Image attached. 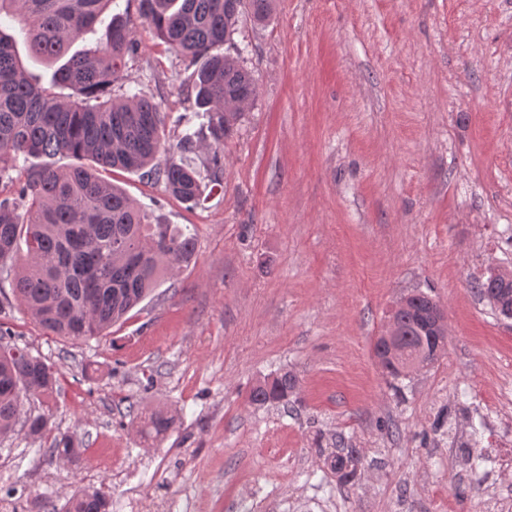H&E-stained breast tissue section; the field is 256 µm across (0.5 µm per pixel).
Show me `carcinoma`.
Returning <instances> with one entry per match:
<instances>
[{
    "instance_id": "cac0c4a2",
    "label": "carcinoma",
    "mask_w": 512,
    "mask_h": 512,
    "mask_svg": "<svg viewBox=\"0 0 512 512\" xmlns=\"http://www.w3.org/2000/svg\"><path fill=\"white\" fill-rule=\"evenodd\" d=\"M114 0H0V181L13 192L0 198V266L17 260L19 243L26 259L16 272L14 298L48 334L71 340L100 336L122 319L159 283L162 270L189 264L196 241L171 224L151 217L99 169L142 172L164 184L165 191L190 207L203 194L200 171L191 155L208 151L207 169L222 183L224 139L233 132L244 108L257 95L256 79L240 56L220 52L232 44L239 18L246 12L267 22L274 0H136L139 15L157 37L198 64L187 85V99L205 111L209 140L198 145V132L186 129L176 145H165L167 113L144 92L113 97L126 58L135 55L127 21L106 16ZM18 26L29 58L56 66L51 85L68 91L61 97L43 87L23 67L16 39L4 28ZM106 28L104 45L70 53L71 46ZM68 156L79 164L56 169L30 159ZM17 176H12V173ZM498 300L496 310L512 313V280L478 283V293ZM414 310L401 319L409 355L433 362L425 323L442 312L419 292ZM383 370L403 375L404 363L389 350L374 349ZM59 372L12 341L0 329V435L25 417L28 433H42L44 415H23L24 402L53 396ZM297 390L296 376L284 371L253 387L252 403L286 404ZM143 430L167 433L174 418L162 410L146 413ZM49 461L72 462L81 454L77 440L63 434L46 449ZM327 461L346 481L356 471L355 451L337 448ZM101 491L72 497L64 512H108Z\"/></svg>"
}]
</instances>
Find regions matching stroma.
<instances>
[{"label":"stroma","mask_w":512,"mask_h":512,"mask_svg":"<svg viewBox=\"0 0 512 512\" xmlns=\"http://www.w3.org/2000/svg\"><path fill=\"white\" fill-rule=\"evenodd\" d=\"M123 90L201 129L194 71L137 12ZM258 92L224 142V182L186 209L160 183L115 178L138 206L196 238L106 336L44 333L20 305L0 327L60 371L42 437L0 436V512L105 492L109 512H482L512 499V320L475 291L512 269V0H277L234 36ZM439 301L447 347L387 378L373 344L400 297ZM285 405L251 389L283 371ZM176 424L143 437L135 412ZM73 433L78 463L43 448ZM357 449L354 479L325 464Z\"/></svg>","instance_id":"stroma-1"}]
</instances>
